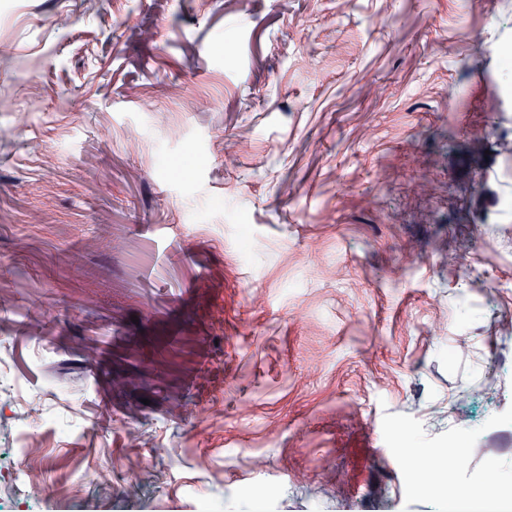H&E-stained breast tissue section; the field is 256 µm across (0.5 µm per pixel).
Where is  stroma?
<instances>
[{
	"mask_svg": "<svg viewBox=\"0 0 512 512\" xmlns=\"http://www.w3.org/2000/svg\"><path fill=\"white\" fill-rule=\"evenodd\" d=\"M505 48L512 0H0L7 512L512 485Z\"/></svg>",
	"mask_w": 512,
	"mask_h": 512,
	"instance_id": "stroma-1",
	"label": "stroma"
}]
</instances>
